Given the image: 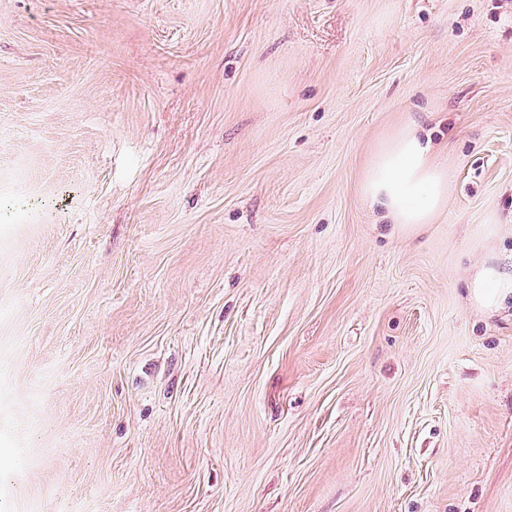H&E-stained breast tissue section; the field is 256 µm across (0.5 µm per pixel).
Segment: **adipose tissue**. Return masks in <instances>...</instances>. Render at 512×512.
<instances>
[{"instance_id":"adipose-tissue-1","label":"adipose tissue","mask_w":512,"mask_h":512,"mask_svg":"<svg viewBox=\"0 0 512 512\" xmlns=\"http://www.w3.org/2000/svg\"><path fill=\"white\" fill-rule=\"evenodd\" d=\"M448 169L434 160L429 139L407 123L378 143L364 171L361 191L371 205L405 228L432 223L448 204ZM469 298L494 311L512 297V272L480 263L468 280Z\"/></svg>"}]
</instances>
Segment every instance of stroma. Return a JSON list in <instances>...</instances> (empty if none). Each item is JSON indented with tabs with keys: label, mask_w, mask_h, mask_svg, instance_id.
I'll return each mask as SVG.
<instances>
[{
	"label": "stroma",
	"mask_w": 512,
	"mask_h": 512,
	"mask_svg": "<svg viewBox=\"0 0 512 512\" xmlns=\"http://www.w3.org/2000/svg\"><path fill=\"white\" fill-rule=\"evenodd\" d=\"M410 121L404 229L360 184ZM485 259L512 0H0V512H512ZM448 168L434 160L429 138L413 122L378 143L364 171L361 191L393 224H430L448 204Z\"/></svg>",
	"instance_id": "35a3bbf8"
}]
</instances>
